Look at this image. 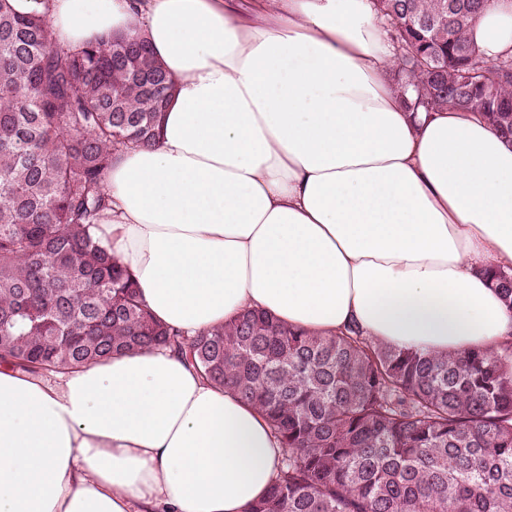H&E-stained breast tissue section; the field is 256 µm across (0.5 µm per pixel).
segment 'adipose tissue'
Here are the masks:
<instances>
[{
	"mask_svg": "<svg viewBox=\"0 0 512 512\" xmlns=\"http://www.w3.org/2000/svg\"><path fill=\"white\" fill-rule=\"evenodd\" d=\"M58 45L144 36L174 79L94 237L188 336L247 309L425 353L512 345L482 269H512V139L410 111L370 0H12ZM512 55V0L469 29ZM284 450L167 350L70 373L0 363V512H244Z\"/></svg>",
	"mask_w": 512,
	"mask_h": 512,
	"instance_id": "ef3b65f1",
	"label": "adipose tissue"
}]
</instances>
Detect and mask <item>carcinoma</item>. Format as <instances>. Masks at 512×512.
<instances>
[{"instance_id": "carcinoma-1", "label": "carcinoma", "mask_w": 512, "mask_h": 512, "mask_svg": "<svg viewBox=\"0 0 512 512\" xmlns=\"http://www.w3.org/2000/svg\"><path fill=\"white\" fill-rule=\"evenodd\" d=\"M485 0H375L414 107L512 137V57L468 38ZM174 81L144 39L73 52L0 0V362L66 372L166 347L256 407L284 448L245 512H512V374L356 328L323 336L247 311L192 338L158 322L93 238L123 148L155 144ZM512 309V272L485 271Z\"/></svg>"}]
</instances>
